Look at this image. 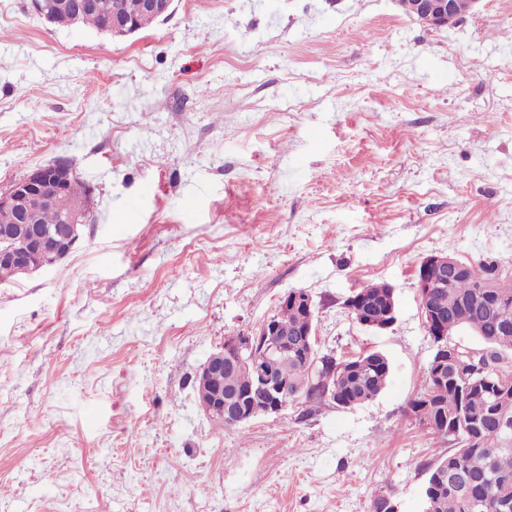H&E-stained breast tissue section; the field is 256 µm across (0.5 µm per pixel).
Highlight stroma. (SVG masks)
I'll list each match as a JSON object with an SVG mask.
<instances>
[{
	"mask_svg": "<svg viewBox=\"0 0 512 512\" xmlns=\"http://www.w3.org/2000/svg\"><path fill=\"white\" fill-rule=\"evenodd\" d=\"M69 160L97 221L0 284V512H422L448 450L407 413L431 254L512 265V0L450 28L397 0H174L126 37L0 0V189ZM393 287L373 331L345 299ZM386 389L227 428L195 376L289 290Z\"/></svg>",
	"mask_w": 512,
	"mask_h": 512,
	"instance_id": "1",
	"label": "stroma"
}]
</instances>
